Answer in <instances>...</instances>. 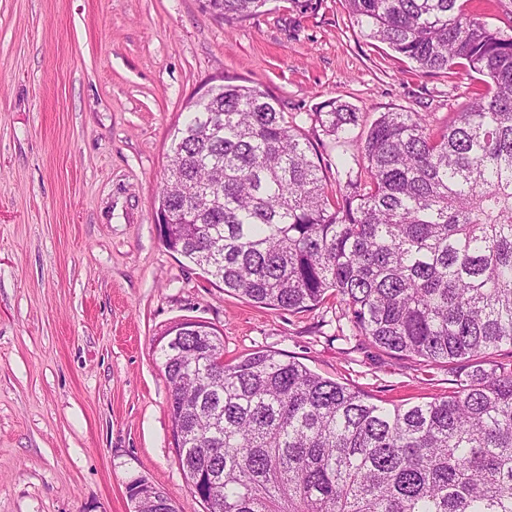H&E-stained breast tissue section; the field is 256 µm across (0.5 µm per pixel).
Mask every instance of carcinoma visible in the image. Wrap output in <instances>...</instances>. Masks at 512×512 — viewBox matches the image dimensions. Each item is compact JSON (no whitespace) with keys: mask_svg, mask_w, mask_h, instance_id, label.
<instances>
[{"mask_svg":"<svg viewBox=\"0 0 512 512\" xmlns=\"http://www.w3.org/2000/svg\"><path fill=\"white\" fill-rule=\"evenodd\" d=\"M268 0H202L222 23ZM366 36L427 74L464 66L488 92L435 133L384 112L367 180L331 195L311 143L258 86L222 77L172 141L165 246L224 291L301 312L336 293L394 356L475 361L512 346V35L460 0H345ZM361 120L330 101L328 136ZM157 345L178 461L212 512H512V367H474L448 396L386 408L293 358L224 361L202 323ZM137 512H178L143 479Z\"/></svg>","mask_w":512,"mask_h":512,"instance_id":"1","label":"carcinoma"}]
</instances>
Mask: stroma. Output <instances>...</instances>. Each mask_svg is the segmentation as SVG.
Segmentation results:
<instances>
[{
	"mask_svg": "<svg viewBox=\"0 0 512 512\" xmlns=\"http://www.w3.org/2000/svg\"><path fill=\"white\" fill-rule=\"evenodd\" d=\"M217 73L277 98L331 192L338 158L364 173L380 113L440 131L486 91L368 39L344 0H269L233 25L200 0H0V512H133L137 478L207 512L178 465L155 352L178 322L219 329L225 360L280 352L387 408L446 396L468 371L373 346L333 296L289 312L225 292L164 245L173 134ZM328 100L362 114L337 139L315 121Z\"/></svg>",
	"mask_w": 512,
	"mask_h": 512,
	"instance_id": "stroma-1",
	"label": "stroma"
}]
</instances>
